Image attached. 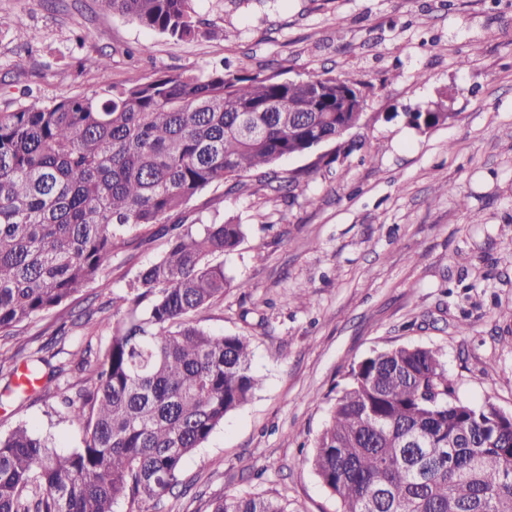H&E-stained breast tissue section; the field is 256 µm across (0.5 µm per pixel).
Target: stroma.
<instances>
[{"label":"stroma","instance_id":"1","mask_svg":"<svg viewBox=\"0 0 512 512\" xmlns=\"http://www.w3.org/2000/svg\"><path fill=\"white\" fill-rule=\"evenodd\" d=\"M201 35L176 41L105 12L98 0H0V110L49 104L99 85L227 62L300 80L360 82L365 113L345 142L282 160L287 178L331 165L291 189L259 174L215 185L183 209L246 225L214 255L231 279L196 322L250 336L262 378L182 465L183 488L116 512H209L227 493L281 495L288 512H340L306 459L352 362L401 345L441 348L461 401L512 414V0H195ZM218 28L228 38H210ZM147 43L150 55L133 50ZM441 104L444 124L408 113ZM451 190L436 191L439 182ZM165 241H133L73 309L125 293ZM467 331H459L461 321ZM80 447L82 431L44 401L0 406V434L19 423Z\"/></svg>","mask_w":512,"mask_h":512}]
</instances>
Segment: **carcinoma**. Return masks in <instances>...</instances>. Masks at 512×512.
Here are the masks:
<instances>
[{
	"label": "carcinoma",
	"instance_id": "1",
	"mask_svg": "<svg viewBox=\"0 0 512 512\" xmlns=\"http://www.w3.org/2000/svg\"><path fill=\"white\" fill-rule=\"evenodd\" d=\"M141 27L175 40L195 36L193 0H100ZM0 110V336L51 313L101 277L139 229L167 238L128 292L112 298L103 353L87 346L51 364L68 338L29 356L37 384L18 381L14 357L0 359L10 384L0 398L63 396L68 420L85 432L67 453L17 425L0 435V512H115L122 500H159L182 485L185 457L253 395L250 338L215 335L193 322L231 279L210 257L235 250L244 225L212 221L199 231L172 222L214 184L275 166L343 138L353 113H336V85L314 111L309 90L276 74L226 64L161 73ZM86 308L71 322H109ZM48 371H43V367ZM307 463L341 512H512V415L487 400L460 401L441 349L396 346L349 366L347 384ZM211 512H287L264 494H229Z\"/></svg>",
	"mask_w": 512,
	"mask_h": 512
}]
</instances>
